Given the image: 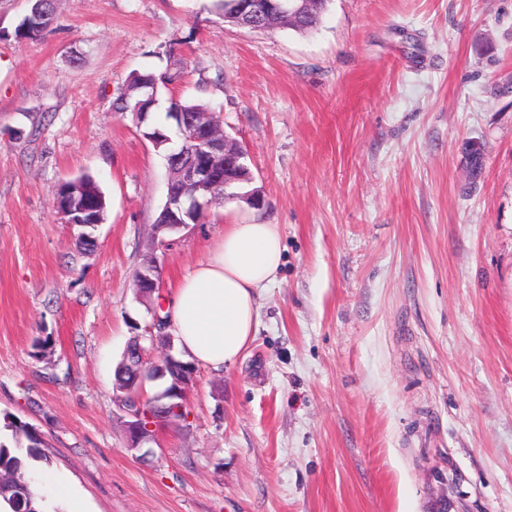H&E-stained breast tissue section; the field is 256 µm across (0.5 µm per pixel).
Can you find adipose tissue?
Listing matches in <instances>:
<instances>
[{"instance_id":"1","label":"adipose tissue","mask_w":512,"mask_h":512,"mask_svg":"<svg viewBox=\"0 0 512 512\" xmlns=\"http://www.w3.org/2000/svg\"><path fill=\"white\" fill-rule=\"evenodd\" d=\"M283 250L279 225H225L166 306L186 358L218 370L244 356L255 336L258 301L276 280Z\"/></svg>"}]
</instances>
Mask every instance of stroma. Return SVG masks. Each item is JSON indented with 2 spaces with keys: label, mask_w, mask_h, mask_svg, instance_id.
Instances as JSON below:
<instances>
[{
  "label": "stroma",
  "mask_w": 512,
  "mask_h": 512,
  "mask_svg": "<svg viewBox=\"0 0 512 512\" xmlns=\"http://www.w3.org/2000/svg\"><path fill=\"white\" fill-rule=\"evenodd\" d=\"M0 0V419L88 512H512V0H330L252 31L214 0ZM210 106L246 192L156 245L164 150L113 109L132 74ZM105 194L95 242L54 206ZM286 250L244 359L127 446L115 370L228 224ZM160 288L136 295L149 256ZM47 347H40V340ZM29 12L14 31L16 39H26L37 36L51 24L53 3L50 1H31ZM73 201L80 202L93 216L99 211L105 220L106 200L98 184L89 176L63 181L57 188L55 204L58 211L65 212L73 206Z\"/></svg>",
  "instance_id": "35a3bbf8"
}]
</instances>
